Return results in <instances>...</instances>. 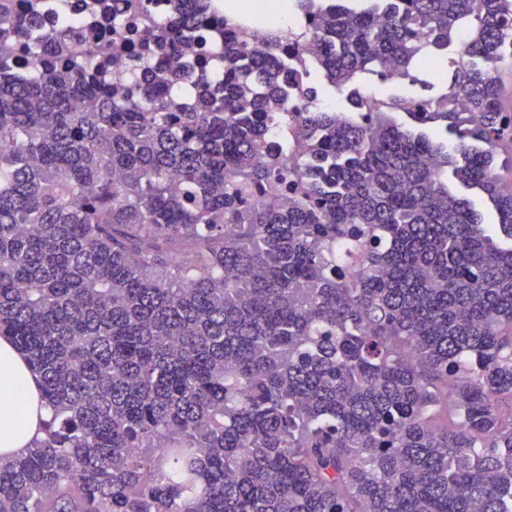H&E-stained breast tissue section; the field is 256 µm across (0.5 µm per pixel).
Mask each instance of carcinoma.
<instances>
[{
  "label": "carcinoma",
  "instance_id": "obj_1",
  "mask_svg": "<svg viewBox=\"0 0 512 512\" xmlns=\"http://www.w3.org/2000/svg\"><path fill=\"white\" fill-rule=\"evenodd\" d=\"M148 2L109 80L0 0V337L53 410L0 512H512V0H298L281 40L224 23L217 85L207 5ZM463 24L440 95L361 92Z\"/></svg>",
  "mask_w": 512,
  "mask_h": 512
}]
</instances>
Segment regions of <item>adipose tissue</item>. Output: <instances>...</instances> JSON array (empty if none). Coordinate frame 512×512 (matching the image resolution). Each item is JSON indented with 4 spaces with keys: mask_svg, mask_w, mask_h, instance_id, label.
I'll return each instance as SVG.
<instances>
[{
    "mask_svg": "<svg viewBox=\"0 0 512 512\" xmlns=\"http://www.w3.org/2000/svg\"><path fill=\"white\" fill-rule=\"evenodd\" d=\"M51 410L28 358L0 338V456L13 457L44 438Z\"/></svg>",
    "mask_w": 512,
    "mask_h": 512,
    "instance_id": "1",
    "label": "adipose tissue"
}]
</instances>
